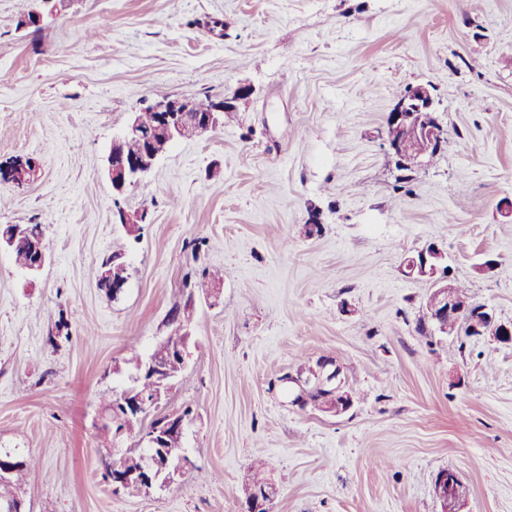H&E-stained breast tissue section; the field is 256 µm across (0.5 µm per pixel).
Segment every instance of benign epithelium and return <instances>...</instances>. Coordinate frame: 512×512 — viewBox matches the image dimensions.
Here are the masks:
<instances>
[{"mask_svg": "<svg viewBox=\"0 0 512 512\" xmlns=\"http://www.w3.org/2000/svg\"><path fill=\"white\" fill-rule=\"evenodd\" d=\"M248 95L247 90L238 88L231 99L217 103L209 110L197 105L194 99H158L151 102L149 108L156 113V126L153 132L145 135L139 121L133 117L126 125L121 136L113 140L112 147L105 160V168L113 191L122 193L126 187L132 186L148 175L162 155L161 147L184 138L185 131L193 136H201L214 130L220 124V116L234 108V102ZM385 142L387 154L398 162L416 148L418 142L427 140L436 148H442L447 140V129L440 121L435 109L434 94L429 85H416L406 88L397 98L391 112L388 113L385 125ZM129 140L147 141V148L137 157H128L124 151ZM37 160L29 156H16L8 162L0 164V184L15 188L27 185L36 174ZM120 223L125 230L135 235L139 232L140 223L144 222L145 212L130 214L119 210ZM28 229L23 224H6L0 227V249H10L15 243L26 238ZM34 261L21 267L29 277L38 275L49 262V254L43 244L36 247ZM127 263L122 255L108 257L103 262V277L112 282V297L120 295L127 280L120 277ZM405 269L409 273L433 280L428 319L436 330L448 333V321L466 318L473 328L482 334H489L498 342L512 341V323L505 324L496 320L495 314L484 304L476 302L462 303L457 298L445 255L438 247L430 246L406 261ZM175 321L183 330V340L176 345L162 341L158 351L149 354L130 375V380L144 375L150 376L153 390L147 394L137 393L132 389L123 391L119 403L130 405L133 413L124 421V427L115 434V439L123 437L126 431L135 428V420L140 418L141 409L147 405L158 406L167 397L173 386L166 359L176 358L188 363L190 358L189 340L191 334L185 325L181 313H176ZM288 382L298 386L299 392L293 403L307 406L309 394L317 390H329L334 399L331 401L314 402V406L324 411L337 413L348 410L353 404V395L347 389L342 372L333 360H323L311 369L310 376L302 379L290 376ZM186 426L182 415H164L151 427L141 431V442L150 449L144 455L141 469L123 474L112 473V452L100 458L101 466L112 483L113 491L129 493L146 492L157 485L169 483L181 475L191 460L181 448H170L160 454L153 449L160 448L170 437L184 433ZM434 493L438 500L440 512H462L465 488L458 473L451 469L438 471L434 479ZM277 491L270 484L263 487L248 488L241 512H269Z\"/></svg>", "mask_w": 512, "mask_h": 512, "instance_id": "benign-epithelium-1", "label": "benign epithelium"}]
</instances>
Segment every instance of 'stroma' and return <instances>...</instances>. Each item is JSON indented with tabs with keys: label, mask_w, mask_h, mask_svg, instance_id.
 Returning a JSON list of instances; mask_svg holds the SVG:
<instances>
[{
	"label": "stroma",
	"mask_w": 512,
	"mask_h": 512,
	"mask_svg": "<svg viewBox=\"0 0 512 512\" xmlns=\"http://www.w3.org/2000/svg\"><path fill=\"white\" fill-rule=\"evenodd\" d=\"M0 0V224L45 227L28 278L0 251V448L37 459L25 512H240L266 464L271 512H439L458 472L466 512H512V343L420 328L428 245L512 321V0ZM432 86L448 130L404 189L386 116ZM233 122L171 145L113 200L105 159L160 96L221 101ZM146 211L139 237L118 210ZM124 254L119 297L91 271ZM223 269L219 305L194 288ZM191 304V356L161 411L191 409V467L114 493L99 463L104 399L132 354ZM331 358L354 393L336 414L292 403L298 360ZM37 160L29 156H16L0 164V184L15 188L27 185L36 174ZM434 493L441 507L440 512H462L465 488L456 471H438L434 479Z\"/></svg>",
	"instance_id": "1"
}]
</instances>
